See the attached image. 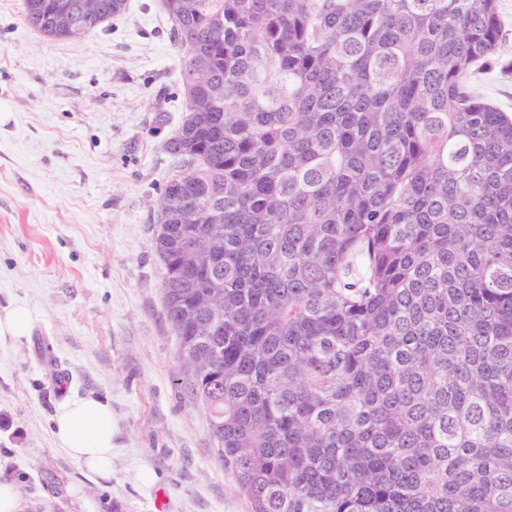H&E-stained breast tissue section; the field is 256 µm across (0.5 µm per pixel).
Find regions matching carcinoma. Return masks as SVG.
I'll use <instances>...</instances> for the list:
<instances>
[{"mask_svg": "<svg viewBox=\"0 0 512 512\" xmlns=\"http://www.w3.org/2000/svg\"><path fill=\"white\" fill-rule=\"evenodd\" d=\"M56 2L24 24L82 41L125 0ZM162 7L153 248L217 462L252 512H512V119L468 88L498 0Z\"/></svg>", "mask_w": 512, "mask_h": 512, "instance_id": "carcinoma-1", "label": "carcinoma"}]
</instances>
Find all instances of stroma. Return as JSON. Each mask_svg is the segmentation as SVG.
Returning a JSON list of instances; mask_svg holds the SVG:
<instances>
[{
  "label": "stroma",
  "instance_id": "stroma-1",
  "mask_svg": "<svg viewBox=\"0 0 512 512\" xmlns=\"http://www.w3.org/2000/svg\"><path fill=\"white\" fill-rule=\"evenodd\" d=\"M22 2L0 0V308L25 301L35 322L27 342L0 343V481L36 512H251L214 460L207 412L174 382L152 239L185 98L161 0H126L79 42L27 28ZM499 10L505 41L472 85L512 116V0ZM76 398L112 409L110 479L54 437Z\"/></svg>",
  "mask_w": 512,
  "mask_h": 512
}]
</instances>
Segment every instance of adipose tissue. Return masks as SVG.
<instances>
[{
  "label": "adipose tissue",
  "instance_id": "adipose-tissue-1",
  "mask_svg": "<svg viewBox=\"0 0 512 512\" xmlns=\"http://www.w3.org/2000/svg\"><path fill=\"white\" fill-rule=\"evenodd\" d=\"M35 321L32 308L22 300L0 310V342L29 339ZM54 436L66 452L93 474L112 472V411L107 401L73 399L63 403L54 421Z\"/></svg>",
  "mask_w": 512,
  "mask_h": 512
}]
</instances>
